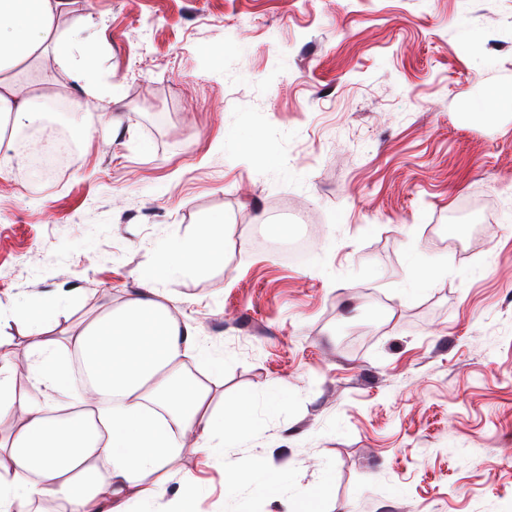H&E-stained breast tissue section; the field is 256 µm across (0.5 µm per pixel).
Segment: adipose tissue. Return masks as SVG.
<instances>
[{
  "instance_id": "1",
  "label": "adipose tissue",
  "mask_w": 512,
  "mask_h": 512,
  "mask_svg": "<svg viewBox=\"0 0 512 512\" xmlns=\"http://www.w3.org/2000/svg\"><path fill=\"white\" fill-rule=\"evenodd\" d=\"M62 4L0 0V124H22L36 102L48 97L54 81L35 70L49 53L83 91L73 110L84 117L96 110L99 91L89 81L84 56L56 33ZM223 257V219L198 236L173 238L139 288L68 336L71 350L83 357L93 396L108 401L99 414L51 416L36 396L18 395L10 371L0 369V419L18 408L24 413L0 443V512H32L44 496L69 512H135L164 496L165 487L147 477L185 439L206 451L215 439L248 427L245 410L215 411L210 386L189 373L188 359L201 355L197 336L158 287L182 268ZM53 313L50 302L28 311V318L41 323L31 349L37 375L66 392L73 377L48 336Z\"/></svg>"
}]
</instances>
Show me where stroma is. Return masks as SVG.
<instances>
[{
  "mask_svg": "<svg viewBox=\"0 0 512 512\" xmlns=\"http://www.w3.org/2000/svg\"><path fill=\"white\" fill-rule=\"evenodd\" d=\"M56 24L101 98L65 176H0V311L64 299L70 360L170 238L226 225L223 263L161 289L224 363L213 406L254 422L177 449L155 512L188 475L193 512H512V111L474 115L512 86V0H69ZM271 214L316 227L304 258L256 248ZM32 331L0 326L14 382L85 404L35 375Z\"/></svg>",
  "mask_w": 512,
  "mask_h": 512,
  "instance_id": "35a3bbf8",
  "label": "stroma"
}]
</instances>
